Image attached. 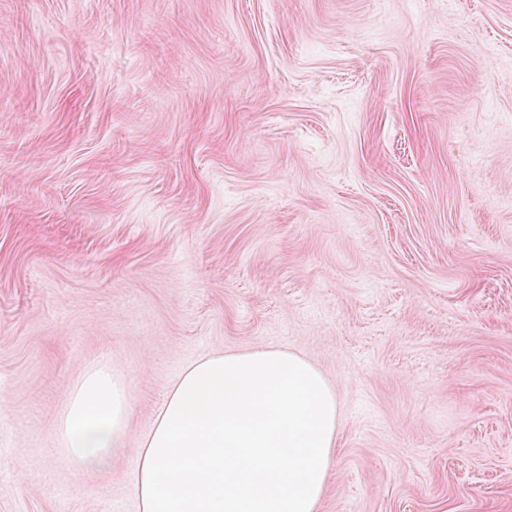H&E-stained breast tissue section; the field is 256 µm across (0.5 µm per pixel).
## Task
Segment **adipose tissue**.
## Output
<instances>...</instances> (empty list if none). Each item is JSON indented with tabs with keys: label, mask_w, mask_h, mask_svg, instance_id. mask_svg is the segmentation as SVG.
Masks as SVG:
<instances>
[{
	"label": "adipose tissue",
	"mask_w": 512,
	"mask_h": 512,
	"mask_svg": "<svg viewBox=\"0 0 512 512\" xmlns=\"http://www.w3.org/2000/svg\"><path fill=\"white\" fill-rule=\"evenodd\" d=\"M130 396L108 367L79 373L56 424L63 469L132 456L141 512H319L337 448L335 392L279 348L202 356L130 448Z\"/></svg>",
	"instance_id": "ef3b65f1"
}]
</instances>
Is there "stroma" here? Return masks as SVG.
Masks as SVG:
<instances>
[{
    "mask_svg": "<svg viewBox=\"0 0 512 512\" xmlns=\"http://www.w3.org/2000/svg\"><path fill=\"white\" fill-rule=\"evenodd\" d=\"M333 385L320 512H512V0H0V512L78 372L139 442L199 356Z\"/></svg>",
    "mask_w": 512,
    "mask_h": 512,
    "instance_id": "obj_1",
    "label": "stroma"
}]
</instances>
